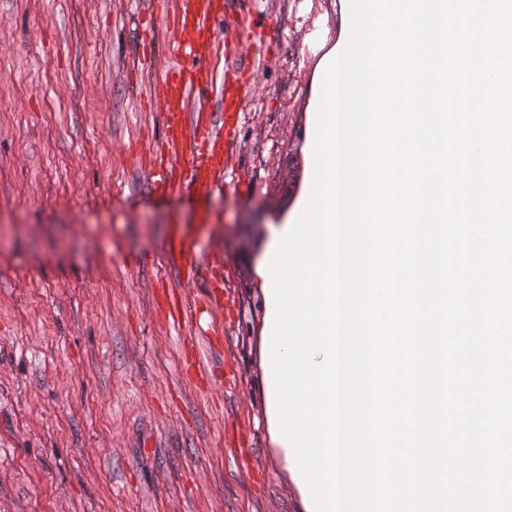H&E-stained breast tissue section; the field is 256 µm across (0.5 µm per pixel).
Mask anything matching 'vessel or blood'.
<instances>
[{
    "label": "vessel or blood",
    "mask_w": 512,
    "mask_h": 512,
    "mask_svg": "<svg viewBox=\"0 0 512 512\" xmlns=\"http://www.w3.org/2000/svg\"><path fill=\"white\" fill-rule=\"evenodd\" d=\"M169 62L157 89L166 114L160 165L152 169L155 191L170 189L176 171H187L197 187L207 188L224 172V149L238 132L242 110L241 91L254 72L253 62L232 71L220 69L225 42L215 25L224 15V0H167ZM208 91L220 113L209 110L199 94ZM211 217L199 213L195 223L173 225L166 256L180 261L183 276L196 275L194 258L202 237L211 232Z\"/></svg>",
    "instance_id": "vessel-or-blood-1"
}]
</instances>
